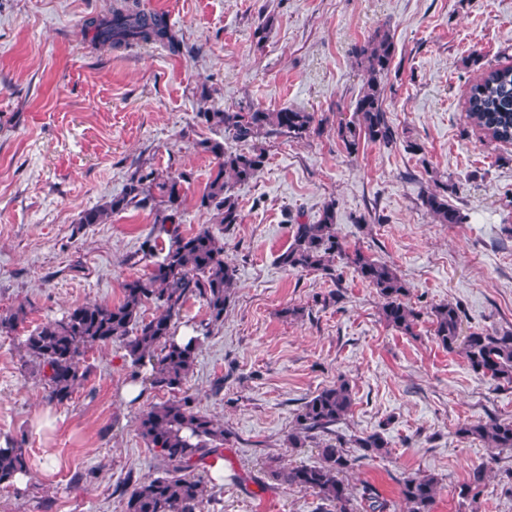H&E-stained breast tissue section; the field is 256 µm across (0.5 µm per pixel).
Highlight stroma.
Masks as SVG:
<instances>
[{"mask_svg": "<svg viewBox=\"0 0 512 512\" xmlns=\"http://www.w3.org/2000/svg\"><path fill=\"white\" fill-rule=\"evenodd\" d=\"M137 2L165 18L178 51L99 44L90 23L120 0H0V315L27 312L17 332L0 333V446L22 448L33 476L0 487V512H125L133 485L162 472L138 419L169 394L125 398L133 365L122 342L88 349L86 377L61 404L19 347L74 307L119 303L124 282L151 272L141 246L160 199L79 221L142 164L180 176L183 232L211 229L237 269L224 321L201 337L183 387L226 431L225 473L203 472L202 512H315V494L271 472L319 465L320 441L292 448L288 435L305 398L341 379L354 405L334 437L350 449L379 430L389 443L346 473L351 487L373 485L407 512L399 478L432 474L442 487L432 512H512V450L496 455L458 433L512 420V384L443 348L429 315L452 301L464 332L512 331V144L465 117L469 58L512 64V0ZM379 29L396 45L385 83L397 141L363 140L350 153L336 127L352 120L363 85L351 50ZM247 103L324 124L303 139L260 140L265 166L234 186L242 220L227 230L200 205L214 158L196 147L224 133L195 115ZM437 179L453 184L461 223L424 212L420 196ZM330 200L339 237L405 280L422 313L414 334L387 324L353 268L337 282L280 265L294 226L317 223ZM478 467L488 478L474 503L459 488Z\"/></svg>", "mask_w": 512, "mask_h": 512, "instance_id": "1", "label": "stroma"}]
</instances>
